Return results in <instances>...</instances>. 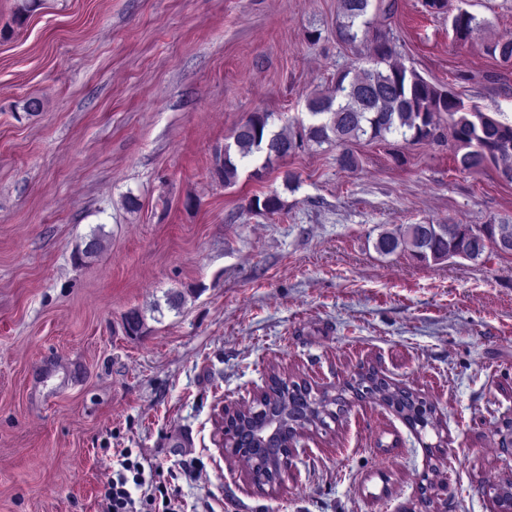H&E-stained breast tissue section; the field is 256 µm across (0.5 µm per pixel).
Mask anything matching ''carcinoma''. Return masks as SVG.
<instances>
[{
    "label": "carcinoma",
    "mask_w": 512,
    "mask_h": 512,
    "mask_svg": "<svg viewBox=\"0 0 512 512\" xmlns=\"http://www.w3.org/2000/svg\"><path fill=\"white\" fill-rule=\"evenodd\" d=\"M394 0H338L336 37L348 46L370 47L367 65L343 70L326 92L307 100L311 123H299L298 130H276L272 112H254L239 126L233 142L216 149L209 170L212 178L233 185L239 171L253 168L259 176L292 151L309 143L321 146L334 144L339 152L336 163L344 171H355L358 158L353 145L362 140L386 141L400 137L414 143L435 142L450 133L462 154L456 156L461 169L480 171L499 159L512 156V124L502 123L482 112L465 107L451 90L441 89L407 68L397 59L390 37L372 28L368 14L371 8L385 15L392 13ZM483 21L466 9H460L451 19L454 39L467 41ZM486 53L504 63H512V37H501L485 46ZM446 115L448 127L438 116ZM249 209L275 214L285 209L280 196L272 193L255 197ZM483 228L493 240L512 243V224H485ZM474 230L470 224H410L380 232L375 249L383 256L407 252L420 262L440 261L456 252L457 236ZM347 389L366 392L401 416L413 429L421 432L437 423L436 407L425 399L399 387L384 377H358ZM324 391L315 395L306 385L287 384L275 376L269 378L263 400L246 413L229 421L236 447L257 444L261 474L269 482L276 481L271 463L280 455L276 440L260 441L259 428L270 418L277 417L281 425L294 428L327 430L335 420L330 406L339 403Z\"/></svg>",
    "instance_id": "1"
}]
</instances>
